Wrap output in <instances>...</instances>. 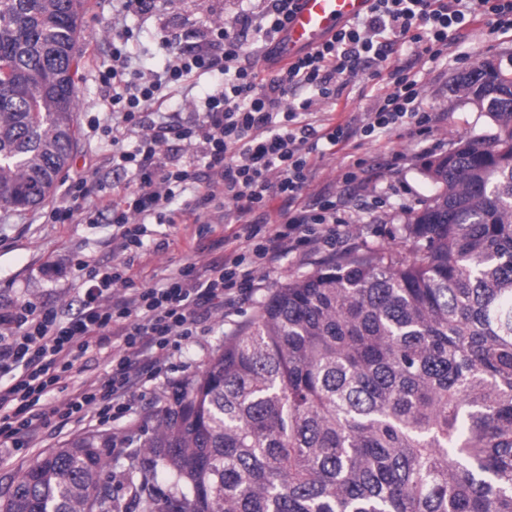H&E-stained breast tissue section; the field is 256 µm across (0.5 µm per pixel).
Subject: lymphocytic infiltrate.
<instances>
[{
    "label": "lymphocytic infiltrate",
    "mask_w": 512,
    "mask_h": 512,
    "mask_svg": "<svg viewBox=\"0 0 512 512\" xmlns=\"http://www.w3.org/2000/svg\"><path fill=\"white\" fill-rule=\"evenodd\" d=\"M259 2V14L243 18L259 38L258 66L246 63L240 36L230 28L206 29L186 51L176 49L177 34L165 30L160 45L168 59L162 74L148 78L130 71L124 30L113 35L112 65L100 76L110 90V123L102 131L112 142L113 169L137 188L94 202L86 178L75 177L64 204L47 210L54 224H95L110 215L116 256L107 265L74 259V284L83 292L74 314L31 301L0 310V326L9 329L0 333L1 448L39 447L54 424L127 417L142 376L172 343L195 336L198 321L223 306L225 290L253 284L259 270L277 267L287 254L336 237L345 220L335 195L311 206L298 203L316 160L355 137L375 141L403 127L424 133L437 120L424 109L410 67L392 62L394 43L408 44L416 59L435 61L449 39L463 38L476 24L512 29V0H373L364 16L285 63L279 38L296 0ZM364 60L388 91L362 123L311 122L315 105L337 101ZM204 76L212 83L190 112L162 111L168 85ZM173 140L194 146L206 178L164 153ZM179 195L186 201L177 214L169 205ZM276 197L284 206L274 214L269 204ZM255 212L263 221L247 234H217V226ZM178 222L196 225L198 241L217 259L175 267L159 284L135 285L151 225ZM106 340L115 345L108 378L75 380L77 363ZM56 390L66 398L53 405L47 397Z\"/></svg>",
    "instance_id": "obj_1"
}]
</instances>
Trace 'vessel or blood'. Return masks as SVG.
<instances>
[{
	"instance_id": "b4317fda",
	"label": "vessel or blood",
	"mask_w": 512,
	"mask_h": 512,
	"mask_svg": "<svg viewBox=\"0 0 512 512\" xmlns=\"http://www.w3.org/2000/svg\"><path fill=\"white\" fill-rule=\"evenodd\" d=\"M373 0H298L279 43L291 61L325 42L348 21L367 12Z\"/></svg>"
}]
</instances>
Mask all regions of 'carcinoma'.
<instances>
[{"mask_svg": "<svg viewBox=\"0 0 512 512\" xmlns=\"http://www.w3.org/2000/svg\"><path fill=\"white\" fill-rule=\"evenodd\" d=\"M88 0H0V209L54 189L76 144ZM456 92L496 132L431 162L409 253L357 250L274 288L164 395L140 512H512V73ZM112 440L38 458L0 512H112Z\"/></svg>", "mask_w": 512, "mask_h": 512, "instance_id": "1", "label": "carcinoma"}]
</instances>
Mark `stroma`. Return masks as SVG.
<instances>
[{
    "label": "stroma",
    "instance_id": "35a3bbf8",
    "mask_svg": "<svg viewBox=\"0 0 512 512\" xmlns=\"http://www.w3.org/2000/svg\"><path fill=\"white\" fill-rule=\"evenodd\" d=\"M90 9L77 37L81 57L75 77L78 108L77 146L66 174H85L90 183L103 182L126 187L125 175L112 170V145L108 138L89 126L93 117L103 115L106 93L99 81L100 70L112 62V0H89ZM255 0H158L146 16L127 15L126 25L133 37L128 43L132 65L141 71H161L165 50L158 38L162 30L175 32L182 46L197 41L200 33L215 24H231L247 12L255 11ZM467 57L469 65L483 60L494 62L504 72H512V31L491 32L480 25L468 37L451 46L447 57L436 62H415L405 46L394 45L391 58L401 65L414 64L424 87L423 105L436 113L437 121L426 140H418L404 129L378 141L353 138L347 148L354 158L364 159L368 172L365 187L344 185L340 155L325 154L317 159L312 180L302 201L311 204L323 190L335 192L339 207L354 219L346 236L335 245L307 250L286 258L279 267L256 280L250 299L225 305L222 313L200 325L192 340L170 348L159 367V376L146 389L134 392L129 417L105 425L95 432L130 439L127 448H116L103 473L112 495V512H139L133 487L141 480L140 469L150 460L146 444L157 425L160 399L169 383L199 371L209 356L234 335L256 313L271 290L288 279L311 271L319 262L355 249L392 247L407 249L405 224L409 212L423 208L435 192L426 175L427 162L445 156L459 138H480L495 131L488 115L458 97L454 79L461 73L456 57ZM360 67L344 89L336 110V121L359 123L372 101L385 92V82L369 77ZM196 225L166 224L152 227L150 242L135 269L136 284L163 281L170 269L185 263L205 264L211 252L192 249L190 239ZM86 255L100 263L112 261V226L107 218L95 224H49L41 209L22 212L0 209V305L28 298L47 307L76 312L77 292L72 285L71 259ZM81 426L52 429L45 449L22 448L0 453V502L13 482L32 465L43 450H55L86 435Z\"/></svg>",
    "mask_w": 512,
    "mask_h": 512
}]
</instances>
